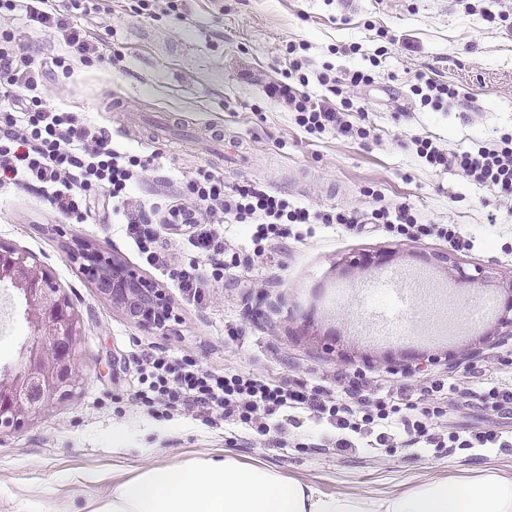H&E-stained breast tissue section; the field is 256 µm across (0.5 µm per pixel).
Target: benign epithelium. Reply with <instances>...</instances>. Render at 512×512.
Returning <instances> with one entry per match:
<instances>
[{
	"label": "benign epithelium",
	"mask_w": 512,
	"mask_h": 512,
	"mask_svg": "<svg viewBox=\"0 0 512 512\" xmlns=\"http://www.w3.org/2000/svg\"><path fill=\"white\" fill-rule=\"evenodd\" d=\"M112 276L92 268L101 294L139 326L159 325L156 310L167 308L166 294L117 259H106ZM0 280L15 288L25 305L29 334L14 367H0V427L33 419L58 394L79 380L75 365L78 317L68 297L45 268L9 245L0 244ZM499 304L497 325L512 328V275Z\"/></svg>",
	"instance_id": "benign-epithelium-1"
}]
</instances>
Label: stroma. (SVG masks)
<instances>
[{
	"mask_svg": "<svg viewBox=\"0 0 512 512\" xmlns=\"http://www.w3.org/2000/svg\"><path fill=\"white\" fill-rule=\"evenodd\" d=\"M84 30L90 43L71 54L61 32L25 11L0 15V32L26 45L41 69L47 104L105 129L113 144L155 155L133 194L177 200L201 169L224 176L226 189L253 185L310 212L353 214V228L295 224L263 257L238 224L224 240L240 267L208 286L201 302L181 298L146 264L123 227L94 214L68 222L35 190L0 187V242L35 259L51 274L80 317L78 384L42 414L0 430V512H87L89 503L141 470L192 458L267 465L326 494L385 500L431 481L473 479L490 470L512 480V447L452 448V435L490 428L512 437V409L498 390L512 389V335L487 337L496 318L472 322L480 297L500 293L512 272V199L453 169L430 166L414 142L427 137L447 152L469 150L512 133V24L483 20L500 0H477V14L455 0H51ZM303 50L289 55V43ZM356 45L350 53L348 45ZM380 66H371L375 54ZM62 56L66 65L43 66ZM310 70L370 72V86L351 91L368 114L366 139L299 127L286 103L268 97L284 81L291 58ZM436 71L459 92L440 111L412 93L416 75ZM122 100L113 109V100ZM406 206L421 222L452 226L471 245L458 249L433 234H398L373 218L376 209ZM114 255L162 288L166 326L145 331L101 295L72 257L81 245ZM395 253L386 268L360 272L351 261ZM483 273L462 288L446 263ZM423 278L411 298L402 336L384 338L376 306L394 294L387 272ZM12 298L0 315V366L18 361L27 334L25 307ZM314 315L323 336L296 335ZM189 357L208 369L253 373L340 398L345 382L394 405L398 417L431 414L437 441L424 448L393 445L372 452L326 447L334 429L316 418L288 426L287 447L229 422L210 424L180 410L158 418L137 404V361L144 353ZM451 396L429 392L431 382Z\"/></svg>",
	"mask_w": 512,
	"mask_h": 512,
	"instance_id": "stroma-1",
	"label": "stroma"
}]
</instances>
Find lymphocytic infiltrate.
Returning a JSON list of instances; mask_svg holds the SVG:
<instances>
[{"label": "lymphocytic infiltrate", "mask_w": 512, "mask_h": 512, "mask_svg": "<svg viewBox=\"0 0 512 512\" xmlns=\"http://www.w3.org/2000/svg\"><path fill=\"white\" fill-rule=\"evenodd\" d=\"M46 2L0 0V7L9 11L22 9L32 21L54 24L69 48L86 53L89 44L80 30L67 19H52L44 9ZM289 77V82L270 86L268 95L287 100L297 114L299 126L310 133L331 127L345 136L365 138V128L345 120L344 114L353 108L348 88L369 85L371 74L364 70L342 77L319 73L315 80L339 97L336 107L312 99L307 91L312 79L301 64H294ZM38 90L39 82L28 55L0 46V185L39 184L60 214L79 223L88 213L92 192L103 190L106 210L120 216L128 236L147 262L166 267L179 290L193 300H201L206 282L222 281L225 271L241 263L239 254L225 247L224 238L216 229L225 217L253 225L251 239L258 255L273 242L287 237L289 225H348L354 221L344 211L313 213L290 206L285 199L251 185L225 193L223 176L210 171L198 172L187 182L184 202L164 208L145 206L130 194L143 160L114 147L104 130L80 123L74 113L47 106ZM415 145L418 156L429 165L460 170L476 183L492 185L501 197H512V134L502 135L493 144L475 151L447 152L426 137L417 139ZM375 217L385 224H397L403 234L427 236L436 231L453 246L468 245L452 229L421 223L405 206L394 212L378 209ZM161 223L193 229L189 242L197 249V257L176 260L165 255L158 246L157 226ZM138 372L141 387L135 391L134 399L152 412H217L260 435L275 438L281 429L270 423V415L280 409L300 410L327 418L340 433L336 440L340 450L357 447L370 434L378 447L393 438L392 409L381 399L375 402L374 417L358 419L348 404L326 402L315 389L276 386L252 375L209 371L185 357L146 354Z\"/></svg>", "instance_id": "1"}]
</instances>
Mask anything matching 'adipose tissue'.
<instances>
[{"label":"adipose tissue","mask_w":512,"mask_h":512,"mask_svg":"<svg viewBox=\"0 0 512 512\" xmlns=\"http://www.w3.org/2000/svg\"><path fill=\"white\" fill-rule=\"evenodd\" d=\"M89 512H512V481L488 472L373 502L324 494L228 455L144 469L91 503Z\"/></svg>","instance_id":"ef3b65f1"}]
</instances>
